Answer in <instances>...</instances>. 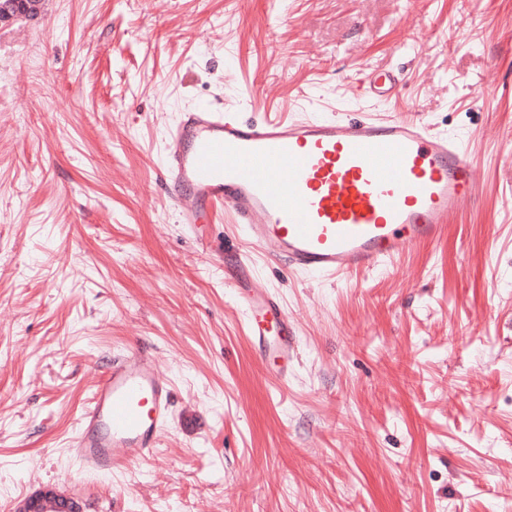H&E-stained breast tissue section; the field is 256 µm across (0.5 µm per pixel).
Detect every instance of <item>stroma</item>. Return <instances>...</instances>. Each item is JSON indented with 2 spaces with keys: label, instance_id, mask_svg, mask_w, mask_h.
<instances>
[{
  "label": "stroma",
  "instance_id": "obj_1",
  "mask_svg": "<svg viewBox=\"0 0 512 512\" xmlns=\"http://www.w3.org/2000/svg\"><path fill=\"white\" fill-rule=\"evenodd\" d=\"M400 67L386 103L362 70ZM405 111L488 191L436 243L342 279L251 253L292 324L275 384L179 224L169 128ZM173 393L154 455L87 474L69 440L113 358ZM512 512V0H53L0 22V512ZM78 505L53 489L41 490L28 497L17 512H79Z\"/></svg>",
  "mask_w": 512,
  "mask_h": 512
}]
</instances>
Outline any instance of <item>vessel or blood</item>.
<instances>
[{"label": "vessel or blood", "instance_id": "obj_1", "mask_svg": "<svg viewBox=\"0 0 512 512\" xmlns=\"http://www.w3.org/2000/svg\"><path fill=\"white\" fill-rule=\"evenodd\" d=\"M402 83L399 71L367 69L360 96L386 102ZM164 171L179 223L203 248L211 246L207 213L221 206L270 261L330 277L436 242L449 214L487 191L458 137L404 114L383 122L351 113L284 122L201 105L169 130ZM224 265L254 348L274 366V380L286 381L296 339L278 299L252 288L240 251H225ZM170 404V386L148 348L113 358L71 441L73 456L99 473L148 458Z\"/></svg>", "mask_w": 512, "mask_h": 512}]
</instances>
